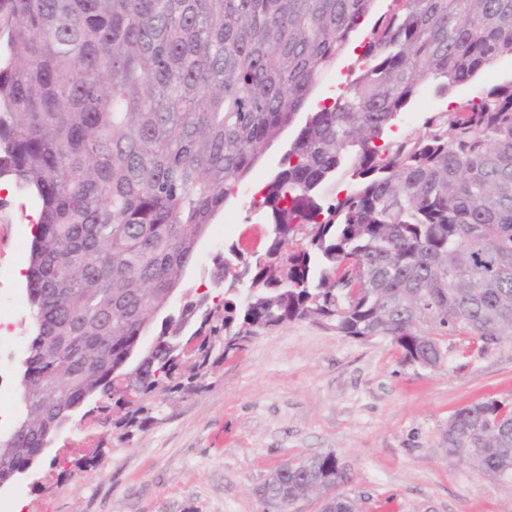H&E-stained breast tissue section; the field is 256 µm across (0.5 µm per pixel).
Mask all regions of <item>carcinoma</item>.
<instances>
[{"instance_id": "1", "label": "carcinoma", "mask_w": 512, "mask_h": 512, "mask_svg": "<svg viewBox=\"0 0 512 512\" xmlns=\"http://www.w3.org/2000/svg\"><path fill=\"white\" fill-rule=\"evenodd\" d=\"M0 0V178L36 196L27 297L35 334L0 484L89 402L106 437L153 421L260 334L311 320L388 336L436 369L440 337L512 340V74L397 139L428 88L445 98L512 58V0ZM342 92L307 101L352 37ZM261 188V254L214 258L213 284L168 308L207 228L285 129ZM346 176L345 193L331 194ZM444 455L512 476V410L466 406ZM333 453L278 466L265 512L333 494Z\"/></svg>"}]
</instances>
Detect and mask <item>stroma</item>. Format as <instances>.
Returning a JSON list of instances; mask_svg holds the SVG:
<instances>
[{
  "mask_svg": "<svg viewBox=\"0 0 512 512\" xmlns=\"http://www.w3.org/2000/svg\"><path fill=\"white\" fill-rule=\"evenodd\" d=\"M288 147L273 143L211 224L174 299L210 284L212 258L250 229L268 236L257 202ZM40 205L17 187L0 193V437L22 410L21 364L34 333L25 282ZM436 369L405 363L389 338L355 340L311 321L261 334L218 367L206 389L162 394L155 420L131 442L95 452V419L74 420L54 441L66 459L99 464L66 474L41 466L0 494V512H263L256 493L280 463L336 454L356 512H512V480L449 462L438 440L452 413L495 398L512 408V342L490 349L443 337Z\"/></svg>",
  "mask_w": 512,
  "mask_h": 512,
  "instance_id": "stroma-1",
  "label": "stroma"
}]
</instances>
